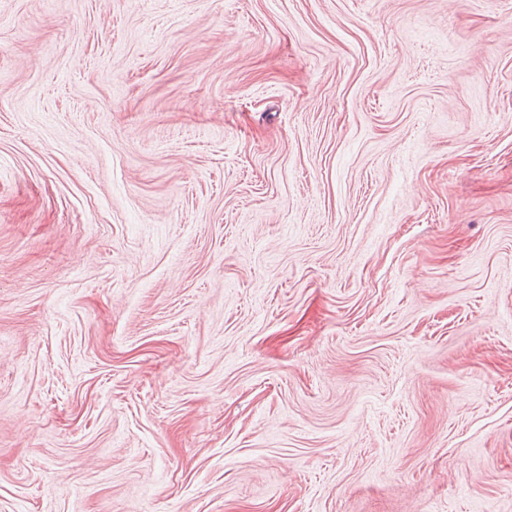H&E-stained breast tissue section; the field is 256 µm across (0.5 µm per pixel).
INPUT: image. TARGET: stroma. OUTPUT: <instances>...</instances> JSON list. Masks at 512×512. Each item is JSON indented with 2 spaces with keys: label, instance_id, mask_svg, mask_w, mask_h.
Segmentation results:
<instances>
[{
  "label": "stroma",
  "instance_id": "stroma-1",
  "mask_svg": "<svg viewBox=\"0 0 512 512\" xmlns=\"http://www.w3.org/2000/svg\"><path fill=\"white\" fill-rule=\"evenodd\" d=\"M0 512H512V0H0Z\"/></svg>",
  "mask_w": 512,
  "mask_h": 512
}]
</instances>
